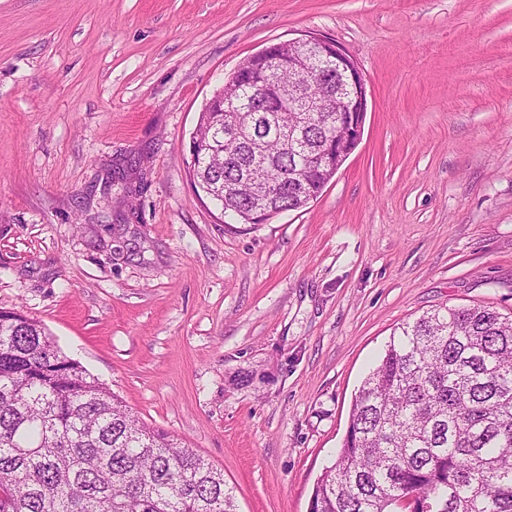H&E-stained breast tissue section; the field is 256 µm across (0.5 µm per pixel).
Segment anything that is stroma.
Masks as SVG:
<instances>
[{
    "label": "stroma",
    "instance_id": "35a3bbf8",
    "mask_svg": "<svg viewBox=\"0 0 512 512\" xmlns=\"http://www.w3.org/2000/svg\"><path fill=\"white\" fill-rule=\"evenodd\" d=\"M335 40L368 82L317 200L225 223L189 173L224 78ZM512 313V0H0V308L224 474L308 512L400 324Z\"/></svg>",
    "mask_w": 512,
    "mask_h": 512
}]
</instances>
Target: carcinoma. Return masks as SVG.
Returning a JSON list of instances; mask_svg holds the SVG:
<instances>
[{
	"mask_svg": "<svg viewBox=\"0 0 512 512\" xmlns=\"http://www.w3.org/2000/svg\"><path fill=\"white\" fill-rule=\"evenodd\" d=\"M288 65L265 79L258 111L206 103L189 144L194 187L240 214L254 204L246 171L273 184L276 213L298 210L331 180L309 156L336 130L312 118L288 145L280 101ZM340 85L325 67L310 82ZM512 512V315L446 307L401 324L352 404L312 512ZM0 512H236L224 475L165 431L145 425L57 347L37 320L0 310Z\"/></svg>",
	"mask_w": 512,
	"mask_h": 512,
	"instance_id": "cac0c4a2",
	"label": "carcinoma"
}]
</instances>
